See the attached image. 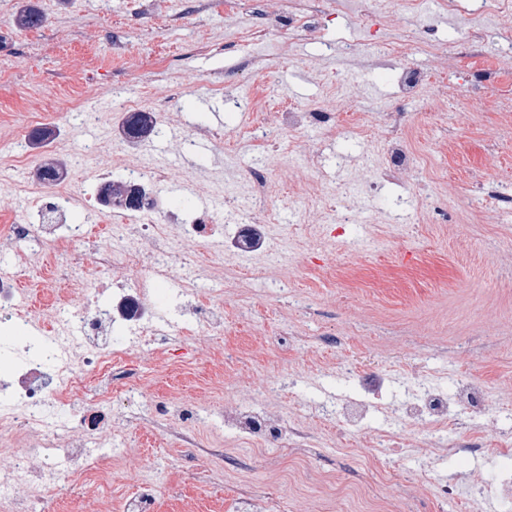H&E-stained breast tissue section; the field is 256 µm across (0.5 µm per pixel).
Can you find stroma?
<instances>
[{"label": "stroma", "mask_w": 512, "mask_h": 512, "mask_svg": "<svg viewBox=\"0 0 512 512\" xmlns=\"http://www.w3.org/2000/svg\"><path fill=\"white\" fill-rule=\"evenodd\" d=\"M33 2L45 22L24 29L22 0H0V240L31 215L26 185L41 167L68 161L65 189L77 194L99 173L122 179L130 159L167 164L155 192L189 220L205 210L223 223L251 196L283 244L254 277L232 249L214 258L207 242L176 239L170 277L147 299L172 329L133 350L142 372L112 397V463L73 464L64 488L44 487L41 512H124L132 501L142 512H487L471 487L495 479L497 456H432L419 428L377 446L379 418L352 429L321 407L364 384L402 402L392 377L419 367L448 393L486 386L499 418L482 428L484 443L512 436V80L488 77L512 56V15L487 17L481 0L456 18L398 6L366 31L352 9L303 0L308 31H271L292 42L275 55L248 32L282 0L234 12L224 0L198 11L187 0ZM468 28L479 39L446 57L418 47ZM403 69L442 82L408 97L395 82ZM258 96L334 113L335 136L272 126L259 160L235 105ZM135 104L156 108L162 128L137 146L113 136ZM395 114L425 167L370 179ZM42 126L52 146L34 142ZM260 166L264 190L252 185ZM336 183L350 188L351 223L318 207L317 188ZM66 221L90 237L56 261L90 281H123V270L93 263L104 236L95 208L70 209ZM56 261L0 247V274L15 276L45 321ZM252 403L303 420L307 443L276 448L225 430V411ZM160 404L171 412L162 429Z\"/></svg>", "instance_id": "stroma-1"}]
</instances>
